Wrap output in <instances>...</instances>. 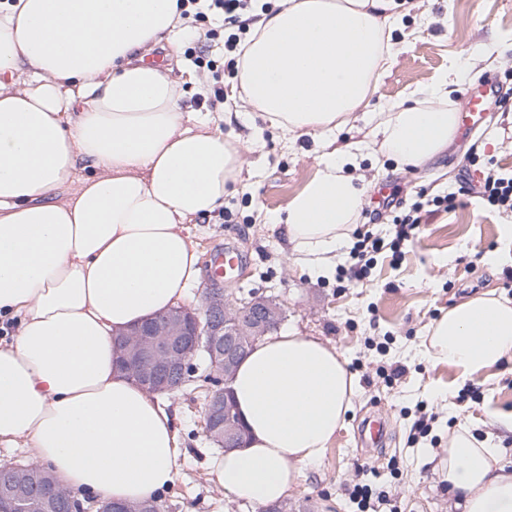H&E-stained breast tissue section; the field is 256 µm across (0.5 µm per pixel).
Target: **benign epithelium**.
<instances>
[{
  "instance_id": "7a95c632",
  "label": "benign epithelium",
  "mask_w": 512,
  "mask_h": 512,
  "mask_svg": "<svg viewBox=\"0 0 512 512\" xmlns=\"http://www.w3.org/2000/svg\"><path fill=\"white\" fill-rule=\"evenodd\" d=\"M283 321L276 300L253 291L249 298L229 300L224 289L209 288L202 309L173 307L149 322L123 333L118 342L126 354L124 370L136 384L151 393L174 394L200 350L208 353V380L224 385V397H216L206 414L207 429L220 431L222 446L229 451L245 446L244 429L229 395V383L238 362L263 336L275 332ZM62 498L71 510L82 508L76 498L53 481L39 487L20 478L15 486L5 485L0 495V512H31L36 503Z\"/></svg>"
}]
</instances>
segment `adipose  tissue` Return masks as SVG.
<instances>
[{"mask_svg":"<svg viewBox=\"0 0 512 512\" xmlns=\"http://www.w3.org/2000/svg\"><path fill=\"white\" fill-rule=\"evenodd\" d=\"M404 0H277L241 46L247 127L284 140L369 127L328 153L270 216L297 263L328 275L363 202L353 170L378 154L419 165L452 140L455 62L407 103L372 101L399 52ZM181 22L178 0H0V445L30 449L74 493L116 503L170 487V412L119 367L117 334L177 306L202 278L190 225L234 192L243 143L182 108L183 83L142 49ZM427 356L463 377L512 357V301L473 297L433 322ZM244 448L210 474L259 508L323 459L353 407L335 347L296 330L264 337L230 383ZM459 512H512V462L453 432L437 462Z\"/></svg>","mask_w":512,"mask_h":512,"instance_id":"obj_1","label":"adipose tissue"}]
</instances>
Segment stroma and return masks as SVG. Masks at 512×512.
<instances>
[{
	"mask_svg": "<svg viewBox=\"0 0 512 512\" xmlns=\"http://www.w3.org/2000/svg\"><path fill=\"white\" fill-rule=\"evenodd\" d=\"M412 2L394 32L404 49L379 80L374 102L399 103L461 59L472 66L452 97L453 108L462 110L466 95L482 81L494 83L504 104L478 115L476 131L458 129L443 152L421 165L360 160L358 172L367 187L355 229L391 237L393 216L407 214L414 203L423 205L420 228L401 258L388 251L376 254L367 273L352 281L334 273L312 275L288 258L284 238L267 219L313 176L315 145L307 135L284 141L266 125L244 151L237 192L225 197L216 220L193 228L201 268H208L213 252L224 246L245 254L244 266L224 284L230 299L251 290L277 296L286 326L336 347L354 376L353 408L345 425L322 461L308 468L286 497L288 512H360L349 490L361 465L367 468L364 483L398 512H455L431 459L461 425L479 437L496 433L505 458L512 460V432L494 427L495 420L512 417V358L465 379L422 354L429 327L452 304L489 292L512 300V248L501 242L512 213L488 210L471 191L489 170H512V0ZM424 9L434 21L420 30L416 20ZM221 26L213 13L200 15L193 35H179L178 58L188 72L195 69L194 55L212 61V70L202 73L206 94H192L187 104L211 113L228 135L232 128L224 123L222 104L236 72L223 44L206 38L208 30ZM449 194L456 197L454 206L434 205V198ZM491 254L496 264L487 263ZM390 365L405 366L406 372L388 383L379 371ZM206 374L204 362H197L191 382L166 398L181 449L180 474L159 497L166 512H258L225 495L210 476L218 450L203 427V395L213 389ZM473 390L479 401L459 400V393ZM442 391L450 400L439 399ZM370 413L387 423L385 444H366L359 437L358 426ZM423 413L432 415L431 428L409 443L411 427Z\"/></svg>",
	"mask_w": 512,
	"mask_h": 512,
	"instance_id": "35a3bbf8",
	"label": "stroma"
}]
</instances>
